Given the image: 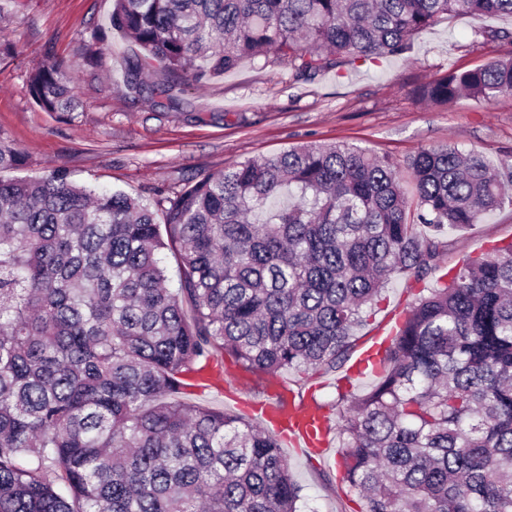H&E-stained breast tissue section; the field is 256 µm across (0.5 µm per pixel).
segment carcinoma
Returning <instances> with one entry per match:
<instances>
[{
  "instance_id": "obj_1",
  "label": "carcinoma",
  "mask_w": 512,
  "mask_h": 512,
  "mask_svg": "<svg viewBox=\"0 0 512 512\" xmlns=\"http://www.w3.org/2000/svg\"><path fill=\"white\" fill-rule=\"evenodd\" d=\"M463 15L512 0H115L137 44L124 88L199 84L263 57L308 81L402 55ZM47 112L79 107L63 66L28 77ZM512 95V57L448 73L446 105ZM0 140V173L23 166ZM412 177L408 199L400 169ZM512 164L455 145L401 167L308 142L141 203L64 167L0 176V512H302L275 435L180 398L199 364L330 372L392 276L441 269L447 232L503 203ZM180 263L167 287L162 252ZM416 299L362 394H339L336 451L361 512H512V241L467 256Z\"/></svg>"
}]
</instances>
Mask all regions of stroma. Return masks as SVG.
Listing matches in <instances>:
<instances>
[{
  "mask_svg": "<svg viewBox=\"0 0 512 512\" xmlns=\"http://www.w3.org/2000/svg\"><path fill=\"white\" fill-rule=\"evenodd\" d=\"M112 8L113 0H0V39L11 46L0 54V138L25 154L21 176L61 165L76 183L122 190L151 205L159 191L179 190L186 179L306 142L355 144L398 163L448 144L495 165L512 161V96L489 105L463 96L445 107L418 96L449 70L511 57L512 17L444 20L420 32L404 55L359 60L308 82L292 81L285 65L245 60L201 85L184 78L180 105L172 109L125 93V60L135 46L111 28ZM49 59L67 68L77 111L47 112L31 98L28 75ZM453 239L442 260L447 267L511 241L512 201ZM434 284L431 277L420 283L395 276L342 368L323 375L285 371L280 381L297 401H317L335 416L339 392L359 394L372 381L373 370L360 366L365 353ZM270 383L229 362L221 388L190 386L181 397L241 415L245 403L270 400ZM284 453L309 512H355L337 454L320 457L289 447Z\"/></svg>",
  "mask_w": 512,
  "mask_h": 512,
  "instance_id": "1",
  "label": "stroma"
}]
</instances>
